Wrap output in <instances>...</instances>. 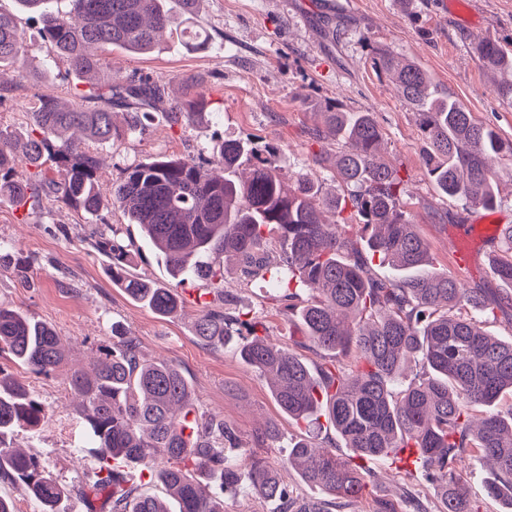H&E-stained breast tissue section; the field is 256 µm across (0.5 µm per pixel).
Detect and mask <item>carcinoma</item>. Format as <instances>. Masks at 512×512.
Instances as JSON below:
<instances>
[{
	"label": "carcinoma",
	"instance_id": "cac0c4a2",
	"mask_svg": "<svg viewBox=\"0 0 512 512\" xmlns=\"http://www.w3.org/2000/svg\"><path fill=\"white\" fill-rule=\"evenodd\" d=\"M39 14L46 57L66 62L90 84L70 98L41 93L28 112L31 134L21 143L0 132V202L27 210L44 208L53 197L97 215L116 205L139 225L163 254L176 283L159 284L127 271L128 249L105 241L112 255V283L156 314L181 307L178 288L187 276L213 282L223 276L206 256L232 254L244 279H288L301 292L286 296L288 318L300 337L292 345L269 342L263 323L212 308L193 323L200 341L224 346L236 335L241 358L268 379L288 417L327 418L344 442L362 457L395 459L415 448L425 477L437 487L441 512H480L463 486L461 466L490 467L487 495L512 509V408L496 407L512 392V296L488 297L463 288L458 279L433 269L430 246L404 210V179L381 153L383 134L371 112L338 104L322 107L333 154L315 156L328 164L347 195L325 196L307 175L281 176L280 149L258 150L224 139L204 164L155 157L125 171L103 195L96 157L70 130L99 142L117 134L113 110L127 114L128 129L157 110L173 125L191 120L194 101L172 102L158 81L133 75L112 83L102 53L120 47L149 52L172 24L164 0H66L67 10H50L52 0H17ZM487 69L502 78L498 96L512 103V54L494 41L477 46ZM29 45L18 18L0 11V66H15L27 80ZM377 69L393 74L399 92L414 105L422 140L425 176L441 197L491 208L497 204L495 160L512 157V142L477 122L458 100L438 89L418 64L391 54L375 57ZM55 164L58 178L46 176ZM25 170L18 171V163ZM349 216H343L344 212ZM278 249L268 248V235ZM504 253L492 261L494 278L512 283V225L502 232ZM394 276H381L373 259ZM501 313L509 336L484 328ZM310 350L320 362L309 366L292 349ZM27 370L51 376L65 361L60 336L48 324L0 304V355ZM88 370L70 374L68 385L81 399L89 450L99 463L96 478L77 493L87 512H224V494L248 485L268 500H289L288 486L259 459H232L225 448L237 436L224 420L191 416L192 388L177 364L148 360L137 338L112 327V343ZM415 370L408 386L394 384ZM49 420L27 386L0 369V480L34 497L45 512L69 489L46 475L39 462L6 443V436ZM336 441L302 438L284 466L308 485L346 500L366 488L365 472L332 451ZM142 465L157 479L164 497L145 496L131 483L128 468Z\"/></svg>",
	"mask_w": 512,
	"mask_h": 512
}]
</instances>
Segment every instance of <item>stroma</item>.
<instances>
[{
	"mask_svg": "<svg viewBox=\"0 0 512 512\" xmlns=\"http://www.w3.org/2000/svg\"><path fill=\"white\" fill-rule=\"evenodd\" d=\"M472 2L477 19L469 24L450 15L445 0H204L193 21L209 35L203 48H192L179 33L167 32L153 52L115 48L106 53L113 81L147 75L160 81L174 101L203 90L206 105L181 126L170 125L166 113H151L143 129L133 133L123 128L124 114H116L122 128L118 137L86 143L101 160L99 182L110 189L125 169L159 155L207 157L219 134L259 149L277 145L283 151L285 177L307 174L325 192L340 193L331 171L312 163L320 150H336L332 141L311 138L322 125L320 105L336 99L346 109L374 113L383 132L384 155L408 182L403 200L430 244L434 269L455 276L467 288L511 293L512 287L494 279L489 267L491 254L500 248L499 236L474 239L469 269L453 265L454 230L474 224L483 210L436 193L423 174L416 110L401 97L391 75L372 63L378 51L413 60L479 122L512 141V104L498 97L496 81L476 51L485 39L512 50V0ZM0 81L9 85L8 98L0 102V132L26 138V112L35 89L11 69L0 71ZM109 225L131 245V272L168 281L163 258L119 208L105 207L95 219L62 201L46 202L37 212L0 204V243L22 260L21 267L0 269V304L52 326L67 347L64 366L50 377L28 371L9 355L0 356V369L24 379L51 414L45 426L15 432L14 447L38 460L63 485L84 484L94 477L97 463L85 453L88 434L67 378L97 359L118 323L137 337L143 357L168 360L182 369L197 413L222 416L235 430L242 453L280 468L299 506L316 501L324 512H377L383 500L391 512H438L435 487L418 465L403 469L390 458L362 459L351 449H337L338 458L372 475L364 495L342 511L331 505L327 494L304 484L294 469L284 468L295 438L320 442L334 437V430L288 418L265 380L233 346L212 348L197 341L192 324L200 309L223 303L200 279L188 277L181 286L183 307L174 317L154 314L117 288L109 260L96 246L99 231ZM287 291V282L259 278L247 283L235 263L224 265L228 300L223 304L232 313L262 320L270 338L281 343L292 330L280 302ZM269 422L278 428L277 439L257 441V431Z\"/></svg>",
	"mask_w": 512,
	"mask_h": 512,
	"instance_id": "1",
	"label": "stroma"
}]
</instances>
